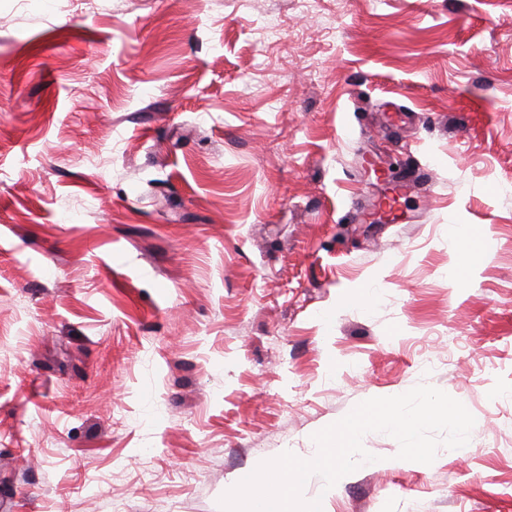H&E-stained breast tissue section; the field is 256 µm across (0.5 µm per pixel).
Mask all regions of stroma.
<instances>
[{"label": "stroma", "mask_w": 512, "mask_h": 512, "mask_svg": "<svg viewBox=\"0 0 512 512\" xmlns=\"http://www.w3.org/2000/svg\"><path fill=\"white\" fill-rule=\"evenodd\" d=\"M420 384L460 455L303 498L512 512V0H0V512H221ZM451 242L460 257H463L469 252L475 251L469 258L471 260V264L469 266H462L460 269L459 265L457 266L453 274V284H455L464 277L466 271L485 261L486 253L484 251V241L482 236L479 233L472 231L469 227L458 228Z\"/></svg>", "instance_id": "stroma-1"}]
</instances>
